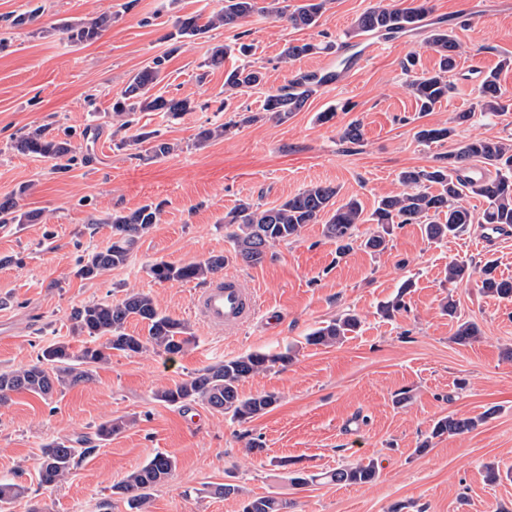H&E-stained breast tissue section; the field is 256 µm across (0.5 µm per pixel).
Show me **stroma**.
<instances>
[{
    "mask_svg": "<svg viewBox=\"0 0 512 512\" xmlns=\"http://www.w3.org/2000/svg\"><path fill=\"white\" fill-rule=\"evenodd\" d=\"M374 0H328L318 24L295 29L274 15H252L233 28L209 31L180 45L167 35L176 17L206 14L217 0H0V199L28 186L22 210L40 212L33 224H0V371L36 363L42 350L68 342L80 351L84 337L72 331L73 309L122 299L127 291L150 294L159 309L185 321L195 345L175 358L149 351L113 353L90 381L45 400L13 394L0 403V481L19 484L23 496L0 504V512H128L113 485L157 453L176 460L166 482L151 491L150 512H241L253 496L291 502L290 512H512V302L485 295L476 283H449V262L494 261L497 275L512 279V234L487 246L479 225L439 242L419 225L393 226L387 250L354 248L339 256L321 225H306L300 237L281 243L257 266H243L224 234V215L240 202L280 204L306 187H339L337 203L349 198L372 211L377 200L401 191V171L430 165L456 140L512 139V112L477 117L453 141L424 145L419 126L443 125L475 101L478 72L512 55V0H430L420 26L346 74L340 85L318 89L288 121L263 119L232 134L197 144L200 128L213 127L246 110L299 71L335 62L337 47L354 36V21ZM39 9L38 19L14 26V18ZM109 16L102 36L71 43L65 25ZM443 28L461 43L450 74L454 92L434 111L420 113L405 88L402 63L416 55L422 68H436L428 39ZM246 33L263 85L229 92L226 69L201 73L199 66L218 44L234 45ZM316 44V53L284 61L288 43ZM165 57L159 85L170 97L191 99L196 108L177 120L138 112L119 128L112 101L131 76L152 58ZM334 112L321 123L319 113ZM363 126L358 144L341 141L352 120ZM49 134L75 129L78 160L67 171L14 149L32 128ZM159 131L174 143L173 154L148 159L147 144L119 148L120 139ZM147 202L163 203L159 224L138 242L130 261L94 280L75 276L79 255L109 245L108 217ZM226 256L224 272L254 290V319L218 334L193 312L198 282H157L148 266L164 260L187 263ZM414 285L406 308L382 317L381 303L404 280ZM454 300L464 318L481 330L462 346L456 324L441 310ZM352 310L357 332L333 347L310 346L306 335L321 322ZM294 347L287 368L249 377L243 395H276V405L245 424L208 406L183 409L156 399L158 390L197 370L252 351ZM406 402H398L400 393ZM491 418L471 432L430 439L437 419L448 414ZM128 425L111 440L98 441V424L115 418ZM261 443L248 452V440ZM66 441L80 448L66 481L41 486L37 470L43 448ZM318 473L374 462L377 477L365 485H292L279 459ZM502 478L485 479L486 465ZM239 493L216 495L218 485Z\"/></svg>",
    "mask_w": 512,
    "mask_h": 512,
    "instance_id": "stroma-1",
    "label": "stroma"
}]
</instances>
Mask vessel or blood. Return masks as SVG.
<instances>
[{
	"label": "vessel or blood",
	"mask_w": 512,
	"mask_h": 512,
	"mask_svg": "<svg viewBox=\"0 0 512 512\" xmlns=\"http://www.w3.org/2000/svg\"><path fill=\"white\" fill-rule=\"evenodd\" d=\"M192 309L215 332H230L255 314L253 290L241 278H217L198 291Z\"/></svg>",
	"instance_id": "obj_1"
}]
</instances>
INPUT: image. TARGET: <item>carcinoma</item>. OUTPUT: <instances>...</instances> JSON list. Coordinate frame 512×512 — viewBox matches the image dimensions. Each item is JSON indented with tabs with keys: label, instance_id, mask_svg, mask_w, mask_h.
<instances>
[{
	"label": "carcinoma",
	"instance_id": "obj_1",
	"mask_svg": "<svg viewBox=\"0 0 512 512\" xmlns=\"http://www.w3.org/2000/svg\"><path fill=\"white\" fill-rule=\"evenodd\" d=\"M324 0H305V3L288 7H260L258 0H222L206 21L199 15H186L177 19L171 40L191 39L210 30L234 26L240 20L256 13H274L296 29L316 24ZM429 12L428 0L409 8H399L386 0L363 12L355 21L358 33L398 34L415 28ZM108 20L98 17L65 26L67 38L74 44H84L99 38ZM430 47L439 55L437 70L415 72L417 61L410 57L403 63L408 76L406 88L414 98L419 111L431 112L448 98L454 89L448 81V72L455 66L461 45L442 29H434L429 36ZM253 47L243 41L237 43V52L243 63L227 72L224 85L230 88H251L263 83L264 74L251 64ZM166 57L154 58L128 82L120 96L112 103V114L120 127L128 125L124 117L133 112H163L170 119H178L185 112L195 109L187 98L167 97L153 92L161 81ZM512 67V58L506 57L499 66L482 75L474 106L456 114L453 124L443 126L422 125L415 132L418 142L429 145L445 142L456 135V127L471 122L476 114L496 115L507 111L502 103L503 92L499 82L500 71ZM320 87L310 72H298L263 100L261 112L265 116L285 122L295 112L301 111L310 97ZM260 119L255 114H242L213 128H203L197 140L205 143L223 136L244 125ZM71 134L59 138L37 127L16 141V148L26 154L55 162L65 169L73 160ZM148 142L149 156L165 158L174 151V144L160 138L155 132L140 133L124 146ZM404 190L381 197L369 216L363 215L361 203L350 198L336 205L339 189L330 184L312 185L289 197L281 204L263 208L242 202L224 215L226 237L231 241L235 257L246 266L263 262L268 251L277 243L288 242L300 236L307 224L322 223L323 235L336 244L338 253L345 254L354 243L371 253H382L388 248L390 226L393 224H418L425 238L439 241L465 233L475 218L466 206L468 193L481 196L486 203L482 223L512 228V141L503 139L474 138L461 142L448 153L434 159V164L404 170L399 175ZM163 208L160 203H146L128 213H114L109 217L112 225V242L101 250L82 255L77 262L75 275L84 280L97 278L101 273L128 263L136 243L153 225L159 223ZM39 219L35 211L18 209L14 196L0 201V224H31ZM372 223L376 229L361 237L358 226ZM225 257L211 255L188 263L156 261L148 267V274L157 282H207L224 269ZM496 267L486 263L482 267L466 262L448 264V282L469 281L479 276L482 293L503 300H512V279L498 278ZM412 288V281H405L397 294L380 308L382 315L391 318L405 309L404 296ZM443 310L457 320L454 334L456 343L465 345L477 339L480 331L476 323L461 318L457 304L450 300ZM74 332L102 343L84 347L79 353L71 351L69 344L57 342L42 351L38 363L25 368L0 371V401L12 393L28 392L47 399L67 385H74L88 378L89 368L106 363L114 351L127 356L143 354L149 350L173 358L184 353L195 342L189 326L159 310L154 299L143 292H129L124 298L84 305L71 314ZM142 323L146 335L127 332V325ZM361 320L354 313H344L311 330L305 343L312 346L331 347L340 343L350 333L356 332ZM295 357V350L287 347L278 353L250 352L244 356L210 364L172 387L156 393V399L170 405L187 406L201 402L213 411L228 416L238 423H247L267 413L277 403L273 394H256L245 397L239 391L242 381L274 367L285 368ZM494 410L489 409L476 417L454 414L438 419L429 438L459 435L475 429ZM126 425L122 419L100 424L96 436L102 441L112 439V434ZM76 449L64 442H55L44 449L43 461L38 471L41 485L51 487L64 481L71 471ZM175 469V460L168 454L158 453L143 467L130 473L122 482L112 487L113 493L126 499L130 512H149L150 490L166 481ZM377 477L372 462L341 467L321 474L293 472L291 482L305 487L317 480L339 485H365ZM289 504L270 496L244 501L242 512H288Z\"/></svg>",
	"mask_w": 512,
	"mask_h": 512
}]
</instances>
